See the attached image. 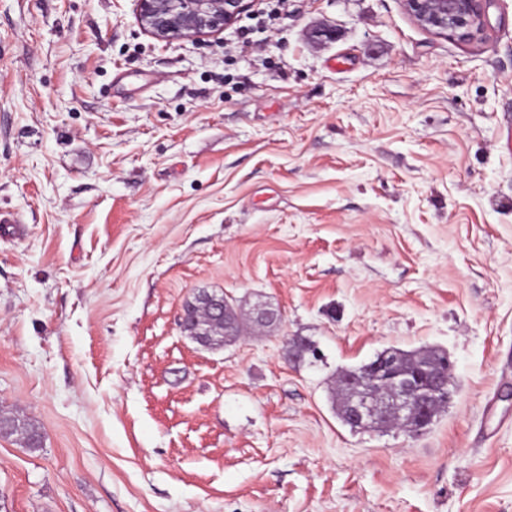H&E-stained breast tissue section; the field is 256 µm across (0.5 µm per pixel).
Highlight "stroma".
Here are the masks:
<instances>
[{
    "label": "stroma",
    "mask_w": 512,
    "mask_h": 512,
    "mask_svg": "<svg viewBox=\"0 0 512 512\" xmlns=\"http://www.w3.org/2000/svg\"><path fill=\"white\" fill-rule=\"evenodd\" d=\"M138 13L0 0V411L42 436H0V512H512V0L482 42L401 0ZM201 290L282 321L203 347ZM390 346L455 362L422 435L336 415ZM138 21L159 41L208 36L232 25L253 0H139Z\"/></svg>",
    "instance_id": "stroma-1"
}]
</instances>
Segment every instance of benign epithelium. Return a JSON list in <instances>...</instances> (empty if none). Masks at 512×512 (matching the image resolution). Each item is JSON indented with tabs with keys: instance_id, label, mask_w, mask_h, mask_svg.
Wrapping results in <instances>:
<instances>
[{
	"instance_id": "1",
	"label": "benign epithelium",
	"mask_w": 512,
	"mask_h": 512,
	"mask_svg": "<svg viewBox=\"0 0 512 512\" xmlns=\"http://www.w3.org/2000/svg\"><path fill=\"white\" fill-rule=\"evenodd\" d=\"M489 0H402L417 26L436 35L463 41L484 38L490 28ZM253 0H139L138 21L159 41L208 36L232 25ZM445 367L433 379L407 373L380 358L363 377L341 371V383L353 387L347 415L353 428L370 430L375 422L395 412L413 420L411 433L424 432L432 421V402L453 400L450 381L455 365L444 357Z\"/></svg>"
}]
</instances>
